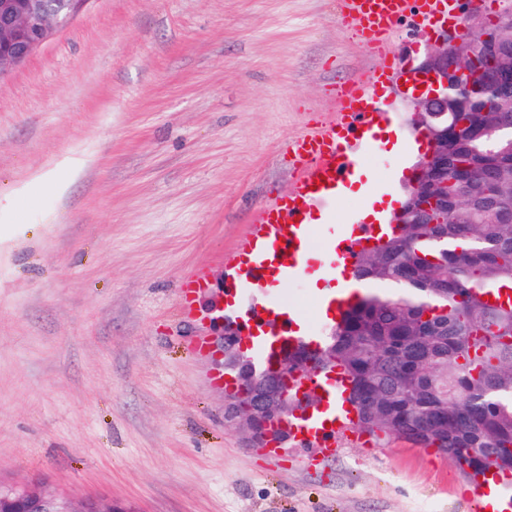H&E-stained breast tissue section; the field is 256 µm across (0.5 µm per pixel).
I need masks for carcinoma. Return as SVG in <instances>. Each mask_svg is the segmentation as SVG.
<instances>
[{"label": "carcinoma", "mask_w": 512, "mask_h": 512, "mask_svg": "<svg viewBox=\"0 0 512 512\" xmlns=\"http://www.w3.org/2000/svg\"><path fill=\"white\" fill-rule=\"evenodd\" d=\"M484 32L456 34L473 52L481 36L512 43V0ZM467 125L448 127V197L437 224L398 225L360 253L365 284L325 338L324 355L288 366L336 367L351 384L354 428L378 444L405 439L448 455L470 479L493 466L512 473V98L486 88L452 99ZM473 448L490 454L476 460Z\"/></svg>", "instance_id": "carcinoma-1"}]
</instances>
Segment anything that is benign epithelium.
I'll use <instances>...</instances> for the list:
<instances>
[{
    "instance_id": "7a95c632",
    "label": "benign epithelium",
    "mask_w": 512,
    "mask_h": 512,
    "mask_svg": "<svg viewBox=\"0 0 512 512\" xmlns=\"http://www.w3.org/2000/svg\"><path fill=\"white\" fill-rule=\"evenodd\" d=\"M86 0H0V75L24 65L44 44L54 29L68 22ZM460 41L453 31H444L435 42H425V51L411 69L425 88L410 101L412 123L433 130L448 126V100L451 92L468 91L466 73L475 61L448 65V57L456 55ZM483 57L497 60L500 65L485 77L490 91L506 95L512 91V69L503 64L507 51L499 43H483ZM448 172V152L439 150L437 141H431L424 159L414 167L410 186L428 183ZM232 353L236 391L248 403L250 420L246 432L254 447L264 449L266 442L277 440L281 451L288 447V383L293 371L288 369V352H283L273 366L265 369L244 347L220 342L215 345L214 357L224 365V357ZM14 497L21 512H130L129 509L98 501L74 500L65 493H49L28 484H12L1 491Z\"/></svg>"
}]
</instances>
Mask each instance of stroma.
Segmentation results:
<instances>
[{"label":"stroma","instance_id":"1","mask_svg":"<svg viewBox=\"0 0 512 512\" xmlns=\"http://www.w3.org/2000/svg\"><path fill=\"white\" fill-rule=\"evenodd\" d=\"M377 61L339 0H87L0 75V483L130 512H476L432 449L252 448L194 347L222 333L225 254L297 179L289 141ZM415 163L368 159L382 198ZM205 285L206 275L203 270H197L184 278L182 282L184 293V303L182 310L186 315L193 314L195 295L201 288H205Z\"/></svg>","mask_w":512,"mask_h":512}]
</instances>
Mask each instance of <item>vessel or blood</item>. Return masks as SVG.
Masks as SVG:
<instances>
[{"label": "vessel or blood", "instance_id": "obj_1", "mask_svg": "<svg viewBox=\"0 0 512 512\" xmlns=\"http://www.w3.org/2000/svg\"><path fill=\"white\" fill-rule=\"evenodd\" d=\"M340 4L350 24L380 48L407 18L421 24L433 20L455 27L462 24V0H340ZM398 73V68L387 60L374 68L366 80L342 87L336 112L290 141L288 153L299 174L298 181L288 194L262 207L245 245L251 256L247 265H240L234 255L226 259L228 265L241 269L238 283L228 291L229 297L236 298L257 288L273 291L268 306L243 314L238 323L241 341L252 347L263 362L280 354L284 344L305 340L315 347L320 340L319 328L310 326L298 305L285 298L282 285L307 273L319 251L327 255L322 274L353 279L359 253L373 246L380 234L397 230L393 224H349L342 233L320 242L315 238L313 207L323 201H334L337 188L354 176H368L364 154L378 148L374 125L379 120L389 121L396 109L383 88ZM205 285L203 271L184 278L185 314H193L195 295ZM352 298V292L341 290L318 301L317 307L333 321ZM299 384L319 389L325 409L314 413L305 424H292L293 440L314 446L320 454H335L340 438L354 436L353 431L342 428L341 419L349 406L340 378L327 380L318 376L311 382L303 378Z\"/></svg>", "mask_w": 512, "mask_h": 512}]
</instances>
